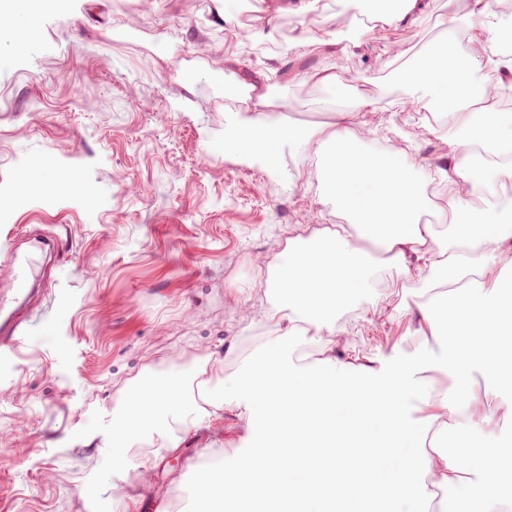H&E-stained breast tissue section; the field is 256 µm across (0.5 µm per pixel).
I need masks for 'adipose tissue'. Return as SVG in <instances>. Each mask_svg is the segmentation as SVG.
<instances>
[{
	"instance_id": "adipose-tissue-1",
	"label": "adipose tissue",
	"mask_w": 512,
	"mask_h": 512,
	"mask_svg": "<svg viewBox=\"0 0 512 512\" xmlns=\"http://www.w3.org/2000/svg\"><path fill=\"white\" fill-rule=\"evenodd\" d=\"M468 9L465 52L451 51L440 40L410 74L414 103L443 105L459 129L423 164L445 187L451 223L464 227L455 243L421 223L425 202L401 147L364 152L365 141L383 131L377 100L359 98L356 113L304 129L267 113L264 85L244 87L225 152L258 162L276 177L278 152L303 144L319 160L318 204L344 213L348 224L296 235L278 251L277 262L256 264L265 278L263 317L279 334L248 362L242 377L212 387L195 409L201 420L237 411L256 443V453L232 474L200 486L203 497L218 502V512H301L311 500L322 503L323 512H364L371 500L409 502L413 512H429L437 491L474 483L479 501L462 498L456 512H512V442L464 454L471 431L512 419V403L500 416L476 412L470 386L478 372L512 390V291L487 274L493 264L512 268V219H504L497 200L488 202L479 219L469 216L471 197L512 187V113L490 106L512 91V60L499 56L500 45L512 41V13L492 10L488 0H468ZM491 72L498 75L493 84ZM369 243L388 253L418 288L423 301L411 315L423 335L444 349L438 355L424 351L402 365L370 362L362 369L365 384L355 387L345 378L352 361L337 354L335 345L303 366L283 346L301 324L318 334L338 332L336 315L365 271ZM448 284L456 287L449 329L432 296ZM437 365L456 382L433 398L424 423H409L398 395L423 388L422 373ZM184 420L179 378L135 387L112 425L110 453L122 459L127 448L152 436L163 448L178 447ZM433 430L438 436L432 440ZM443 435L453 438L455 452L442 448Z\"/></svg>"
}]
</instances>
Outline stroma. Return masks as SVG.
Masks as SVG:
<instances>
[{"label": "stroma", "mask_w": 512, "mask_h": 512, "mask_svg": "<svg viewBox=\"0 0 512 512\" xmlns=\"http://www.w3.org/2000/svg\"><path fill=\"white\" fill-rule=\"evenodd\" d=\"M282 4L270 23L266 0H64L44 6L25 53L0 44V249L14 235L56 245L36 256L54 286L29 297L21 341L0 358V512H134L112 486L137 483L145 464L153 494L143 512L169 501L175 512H211L198 489L207 459L229 468L245 451L234 413L182 431L160 458L149 440L119 463L109 443L140 378L179 376L198 394L207 355L225 381L243 374L278 334L255 305V259L322 221L303 147L283 148L276 179L225 152L241 73L268 87L269 113L288 125L333 121L362 96L380 100L383 122L410 97L413 57L446 31L463 51L470 23L462 0H425L414 27L384 29L352 0H316L301 14L298 0ZM340 15L358 26L337 27ZM259 24L260 55L225 46V32ZM300 37L353 45L336 83L308 80L327 60L298 49ZM389 40L402 57L385 56ZM427 117L399 127L416 158L456 132ZM420 300L387 255L375 256L338 318L348 353L401 363L437 350L406 316Z\"/></svg>", "instance_id": "35a3bbf8"}]
</instances>
